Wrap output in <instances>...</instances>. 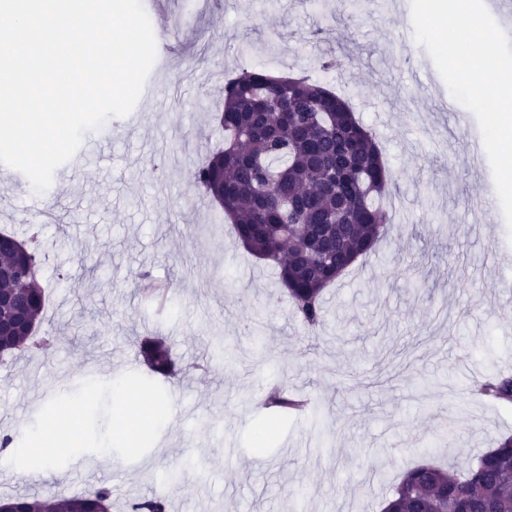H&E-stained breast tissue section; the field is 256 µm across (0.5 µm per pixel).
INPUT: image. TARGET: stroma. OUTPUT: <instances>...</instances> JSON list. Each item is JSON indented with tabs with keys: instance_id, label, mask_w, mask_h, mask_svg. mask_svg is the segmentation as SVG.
Listing matches in <instances>:
<instances>
[{
	"instance_id": "obj_1",
	"label": "stroma",
	"mask_w": 512,
	"mask_h": 512,
	"mask_svg": "<svg viewBox=\"0 0 512 512\" xmlns=\"http://www.w3.org/2000/svg\"><path fill=\"white\" fill-rule=\"evenodd\" d=\"M155 37L179 39L149 109L87 132L80 170L43 193L0 180V229L39 205L37 279L48 352L0 355V432L22 433L56 393L147 373L133 341L163 337L182 373L165 380L172 424L133 463L71 461L17 494L112 490V512L164 497L170 512H382L403 471L465 469L512 435V403L472 395L466 376L512 373V234L473 114L441 76L415 75L411 0H164ZM337 58L325 73L318 63ZM306 76L349 102L389 170L391 218L374 252L325 288V326L292 313L271 267L232 235L193 174L221 146L213 114L241 64ZM266 349L257 352L255 337ZM309 414L263 408L268 387ZM152 480H145L144 472Z\"/></svg>"
}]
</instances>
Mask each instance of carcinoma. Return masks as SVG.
<instances>
[{
    "label": "carcinoma",
    "mask_w": 512,
    "mask_h": 512,
    "mask_svg": "<svg viewBox=\"0 0 512 512\" xmlns=\"http://www.w3.org/2000/svg\"><path fill=\"white\" fill-rule=\"evenodd\" d=\"M215 120L224 148L202 160L195 186L224 210L237 241L277 271L293 313L311 327L323 321L322 292L369 253L390 219L381 206L388 169L372 136L348 104L307 77L242 72L224 82ZM37 235L21 241L0 232V290L16 294L0 308V354L48 348L38 338L46 293L35 280ZM150 370L177 375L168 346L138 341ZM477 394L512 402V376L488 380ZM263 406L293 412L288 391L267 392ZM384 512H512V436L458 471L429 463L406 470ZM18 512H111L112 490L56 494L48 500L15 496ZM131 512H168L163 497L143 499Z\"/></svg>",
    "instance_id": "obj_1"
}]
</instances>
